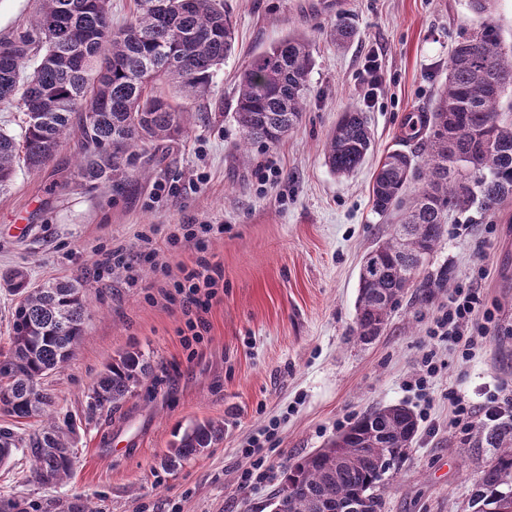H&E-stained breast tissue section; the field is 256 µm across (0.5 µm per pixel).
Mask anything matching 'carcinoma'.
Here are the masks:
<instances>
[{
    "label": "carcinoma",
    "mask_w": 512,
    "mask_h": 512,
    "mask_svg": "<svg viewBox=\"0 0 512 512\" xmlns=\"http://www.w3.org/2000/svg\"><path fill=\"white\" fill-rule=\"evenodd\" d=\"M495 0H468L485 21L463 33L448 65V78L431 111L408 125L425 135L423 165L393 150L379 162L370 188L374 212L396 216L393 232L363 259L354 335L380 333L413 287L420 268L445 232L448 214L478 198L488 210L512 198V122L501 118V100L512 91V47L491 17ZM235 24L222 0H135L128 25L112 29L109 0H43L30 27L0 42V101H17L21 130L0 129V192L18 172L49 165L70 131L79 134L78 186L133 180L137 160L187 132L206 112L184 110L177 97H200L235 51ZM338 47L355 37L343 14L329 33ZM313 59L307 39L296 33L257 54L240 75L234 119L243 146L276 145L301 121L309 96ZM372 148L364 110L342 113L324 145L325 164L348 177ZM423 186L406 199L409 182ZM13 296L9 348L0 350V413L30 418L46 413L52 395L43 380L72 358L87 309L84 282L62 280L32 286L26 273H0ZM153 371L140 351L108 363L89 394L90 412L117 407ZM417 432L413 412L400 404L359 417L326 447L286 468L269 506L280 512H336L354 494L371 496L381 512V492L408 456ZM475 448L494 455L474 475L468 507L496 509V492L512 480V415L473 425ZM223 424L196 421L173 444L165 465L175 468L223 440ZM23 448L44 483L68 477L73 457L68 434L50 423L19 437L0 431V465Z\"/></svg>",
    "instance_id": "cac0c4a2"
}]
</instances>
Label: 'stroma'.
Listing matches in <instances>:
<instances>
[{"label": "stroma", "mask_w": 512, "mask_h": 512, "mask_svg": "<svg viewBox=\"0 0 512 512\" xmlns=\"http://www.w3.org/2000/svg\"><path fill=\"white\" fill-rule=\"evenodd\" d=\"M235 23L236 50L209 92L186 100L210 113L172 144L162 165L141 166L123 194L111 186L65 188L76 163L68 137L44 169L19 172L0 193V270L23 268L32 283L86 281L88 318L68 366L49 376L50 417L69 422L70 476L37 480L28 457L0 465V512H270L268 502L290 461L335 439L365 411L403 404L419 428L382 512H468L470 476L489 459L471 447V427L450 418L449 394L461 396L474 421L489 400L512 414V200L488 215L480 203L450 213L423 275L447 268L452 285L487 266L480 283L494 315L474 338V356L430 339L448 304L447 290H408L378 336L352 332L364 255L392 226L377 215L369 189L388 151L421 155L403 142L408 117L430 111L448 76L450 54L480 20L468 0H224ZM41 0H0V41L24 31ZM356 36L344 48L328 37L338 11ZM295 32L308 38L314 69L302 123L273 147L241 149L233 119L239 75L254 55ZM375 54L385 75L376 90L363 64ZM362 105L373 135L364 164L332 174L324 142L340 114ZM283 175L264 183L263 168ZM194 221L223 225L208 252L224 270V293L206 313L200 341H184L178 302L161 288L198 256L194 243L168 236ZM152 234L156 252L135 273L98 271L99 248L139 251ZM435 350L437 376L427 390L414 381ZM149 356L154 374L116 408L88 414L89 393L105 364L126 351ZM223 422L208 452L165 466L178 432L191 423ZM261 441L268 468L260 484L241 488L252 470L246 450Z\"/></svg>", "instance_id": "obj_1"}]
</instances>
